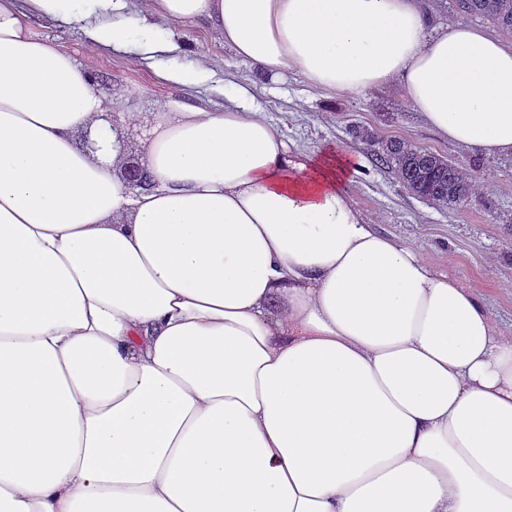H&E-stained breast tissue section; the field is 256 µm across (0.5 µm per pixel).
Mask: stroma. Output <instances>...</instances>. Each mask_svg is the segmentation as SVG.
<instances>
[{
	"mask_svg": "<svg viewBox=\"0 0 512 512\" xmlns=\"http://www.w3.org/2000/svg\"><path fill=\"white\" fill-rule=\"evenodd\" d=\"M421 7L435 29L469 26L512 46V34H499L487 21L457 14L453 0H421ZM30 27L97 75L106 97L130 95L142 116L172 99L217 112L243 102L279 128L291 153L308 155L330 145L340 149L354 161L349 198L374 229L413 245L436 272L476 286L492 317L503 325L512 323V155L474 154L442 139L407 102L399 81L353 95L316 88L293 70L273 78L237 58L213 30L189 25L173 29L177 49L159 57L171 68L202 56L210 60L211 80L187 89L159 79L129 52L91 49L78 23L43 17L31 20ZM354 125L473 169L472 197L465 205L443 207L412 195L391 170L372 165L369 147L349 133Z\"/></svg>",
	"mask_w": 512,
	"mask_h": 512,
	"instance_id": "stroma-1",
	"label": "stroma"
}]
</instances>
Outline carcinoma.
Here are the masks:
<instances>
[{
    "label": "carcinoma",
    "instance_id": "1",
    "mask_svg": "<svg viewBox=\"0 0 512 512\" xmlns=\"http://www.w3.org/2000/svg\"><path fill=\"white\" fill-rule=\"evenodd\" d=\"M460 15L479 17L512 33V0H454ZM353 137L370 147L376 164L395 171L415 196L440 206H462L471 196V174L447 157L401 139L380 140L365 129H351Z\"/></svg>",
    "mask_w": 512,
    "mask_h": 512
}]
</instances>
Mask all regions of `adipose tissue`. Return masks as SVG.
<instances>
[{"label":"adipose tissue","instance_id":"ef3b65f1","mask_svg":"<svg viewBox=\"0 0 512 512\" xmlns=\"http://www.w3.org/2000/svg\"><path fill=\"white\" fill-rule=\"evenodd\" d=\"M31 14L143 61L203 23L272 76L398 79L512 154V48L419 0H0V512H512V326L476 288L243 104L160 105L129 190V143L76 141L110 100ZM120 175L125 185L132 190L144 189L150 185L138 159L126 157L120 165Z\"/></svg>","mask_w":512,"mask_h":512}]
</instances>
